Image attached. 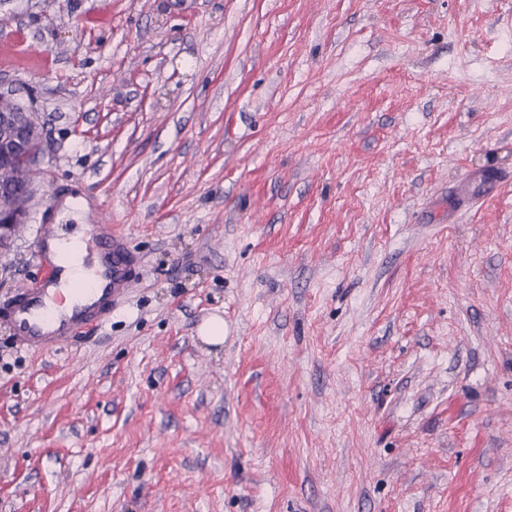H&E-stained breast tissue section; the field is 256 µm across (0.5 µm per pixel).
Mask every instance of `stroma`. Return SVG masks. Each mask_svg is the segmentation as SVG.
Instances as JSON below:
<instances>
[{
    "label": "stroma",
    "mask_w": 512,
    "mask_h": 512,
    "mask_svg": "<svg viewBox=\"0 0 512 512\" xmlns=\"http://www.w3.org/2000/svg\"><path fill=\"white\" fill-rule=\"evenodd\" d=\"M0 92V299L58 191L141 258L90 342L0 324V512H512V0H0ZM44 133L33 109L0 94V250L10 248L34 196L31 170L42 153ZM26 171V178L23 173Z\"/></svg>",
    "instance_id": "35a3bbf8"
}]
</instances>
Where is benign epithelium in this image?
Returning <instances> with one entry per match:
<instances>
[{"label":"benign epithelium","instance_id":"1","mask_svg":"<svg viewBox=\"0 0 512 512\" xmlns=\"http://www.w3.org/2000/svg\"><path fill=\"white\" fill-rule=\"evenodd\" d=\"M44 133L33 109L0 94V250L10 248L29 213L34 181L29 173L41 154Z\"/></svg>","mask_w":512,"mask_h":512}]
</instances>
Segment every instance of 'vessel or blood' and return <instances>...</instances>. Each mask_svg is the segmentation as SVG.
I'll use <instances>...</instances> for the list:
<instances>
[{"label":"vessel or blood","mask_w":512,"mask_h":512,"mask_svg":"<svg viewBox=\"0 0 512 512\" xmlns=\"http://www.w3.org/2000/svg\"><path fill=\"white\" fill-rule=\"evenodd\" d=\"M69 227L46 219L36 228V255L41 274L32 286L0 301V319L9 323L13 339L31 350L61 349L92 337L121 302L136 275L139 256L124 235L111 225L91 222L82 251L89 284L79 289L70 304H63L62 289L75 271L60 261Z\"/></svg>","instance_id":"1"}]
</instances>
